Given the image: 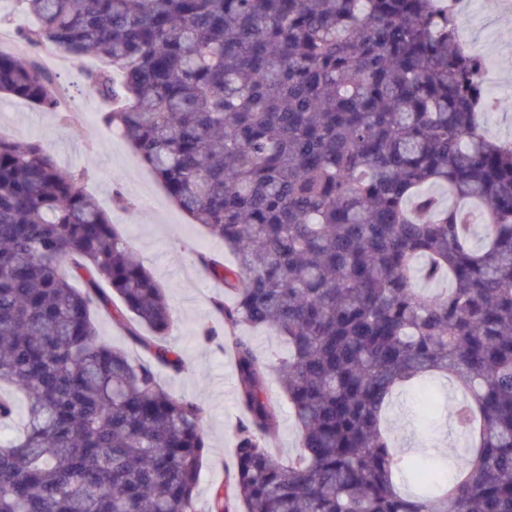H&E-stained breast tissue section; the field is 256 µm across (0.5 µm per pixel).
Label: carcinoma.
<instances>
[{
	"label": "carcinoma",
	"mask_w": 512,
	"mask_h": 512,
	"mask_svg": "<svg viewBox=\"0 0 512 512\" xmlns=\"http://www.w3.org/2000/svg\"><path fill=\"white\" fill-rule=\"evenodd\" d=\"M0 93L67 120L34 54L91 55L116 131L235 262L201 254L242 417L207 512H512V141L437 0H21ZM44 145L0 135V512H197L205 409L157 368L166 291ZM430 187L445 188V204ZM448 280L426 294L416 281ZM103 312L147 359L97 334ZM245 329L270 330L287 356ZM276 371L299 433L275 451ZM429 376L464 440L451 480L384 426ZM16 404L0 391V422ZM412 478L426 494L396 483ZM504 106L511 111V98H503ZM493 112L486 121L488 133L494 137L512 138V111Z\"/></svg>",
	"instance_id": "1"
}]
</instances>
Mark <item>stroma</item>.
Wrapping results in <instances>:
<instances>
[{"label": "stroma", "instance_id": "obj_1", "mask_svg": "<svg viewBox=\"0 0 512 512\" xmlns=\"http://www.w3.org/2000/svg\"><path fill=\"white\" fill-rule=\"evenodd\" d=\"M42 60L68 89V108L74 114L71 124L62 126L56 113L41 111L25 100L0 96V133L40 141L61 169L81 173V189L108 213L117 232L166 287L173 313L166 342L182 357L184 368L163 373L162 378L173 395L199 399L205 408L202 427L210 450L197 488V505L205 512L214 487L227 479L240 413L234 362L217 343L203 338L204 329L218 325L211 300L224 288L200 270L196 256L220 253L228 264L233 257L177 208L127 143L103 125L100 114L105 107L82 80L83 70L97 67V59L55 58L46 53ZM118 190L129 199V209L113 205ZM431 390L435 405L429 415H422L418 394L406 392L395 398L386 426L397 448L429 452L432 462L448 474L452 468L440 447L455 443L446 408L455 393L440 377L433 378Z\"/></svg>", "mask_w": 512, "mask_h": 512}]
</instances>
